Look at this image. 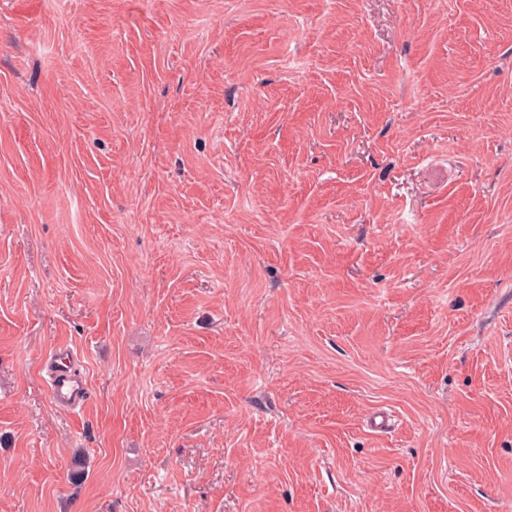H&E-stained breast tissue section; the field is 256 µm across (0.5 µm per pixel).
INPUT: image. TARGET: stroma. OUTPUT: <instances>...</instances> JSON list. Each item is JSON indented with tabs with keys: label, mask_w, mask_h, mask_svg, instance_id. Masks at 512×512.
<instances>
[{
	"label": "stroma",
	"mask_w": 512,
	"mask_h": 512,
	"mask_svg": "<svg viewBox=\"0 0 512 512\" xmlns=\"http://www.w3.org/2000/svg\"><path fill=\"white\" fill-rule=\"evenodd\" d=\"M0 512H512V0H0ZM48 365L49 393L57 405L71 408L81 407L88 398L87 382L77 369V358L73 350L59 347L53 350Z\"/></svg>",
	"instance_id": "stroma-1"
}]
</instances>
